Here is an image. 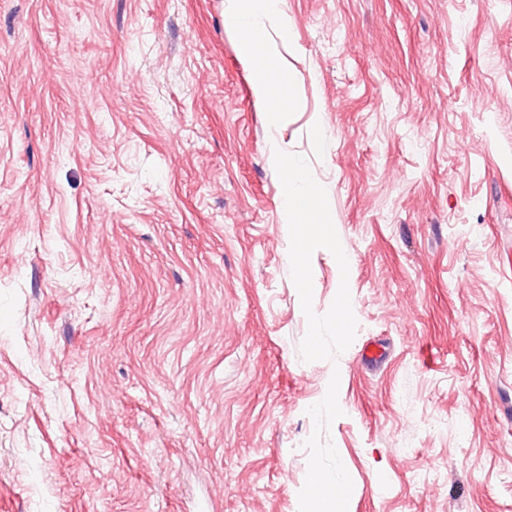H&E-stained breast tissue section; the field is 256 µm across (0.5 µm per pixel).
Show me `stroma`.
Listing matches in <instances>:
<instances>
[{
	"instance_id": "stroma-1",
	"label": "stroma",
	"mask_w": 512,
	"mask_h": 512,
	"mask_svg": "<svg viewBox=\"0 0 512 512\" xmlns=\"http://www.w3.org/2000/svg\"><path fill=\"white\" fill-rule=\"evenodd\" d=\"M271 118L225 0H0V512H512V0H279ZM348 257L303 361L274 152ZM383 361L363 365L364 345Z\"/></svg>"
}]
</instances>
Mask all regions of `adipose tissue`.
<instances>
[{"mask_svg": "<svg viewBox=\"0 0 512 512\" xmlns=\"http://www.w3.org/2000/svg\"><path fill=\"white\" fill-rule=\"evenodd\" d=\"M278 14V0H227L226 3V22L235 31L241 50L250 60L256 89L274 116L283 112L281 99L291 85L287 70L270 59L263 30L256 20Z\"/></svg>", "mask_w": 512, "mask_h": 512, "instance_id": "adipose-tissue-1", "label": "adipose tissue"}]
</instances>
